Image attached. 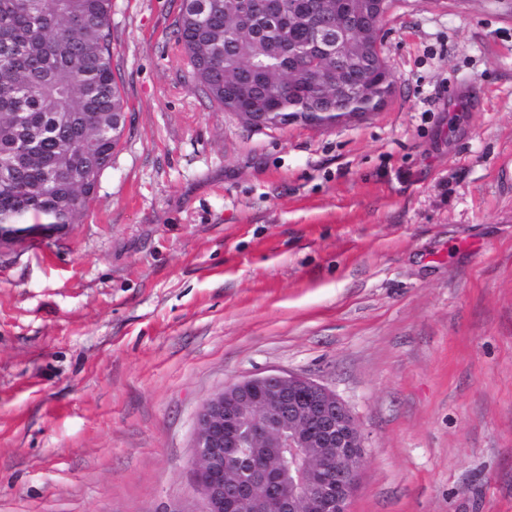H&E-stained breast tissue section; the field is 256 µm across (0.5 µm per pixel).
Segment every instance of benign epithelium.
Instances as JSON below:
<instances>
[{
    "instance_id": "1",
    "label": "benign epithelium",
    "mask_w": 512,
    "mask_h": 512,
    "mask_svg": "<svg viewBox=\"0 0 512 512\" xmlns=\"http://www.w3.org/2000/svg\"><path fill=\"white\" fill-rule=\"evenodd\" d=\"M387 0H266L258 5L269 20L288 17L303 31L288 44L285 66L313 59L317 86L336 98L333 119L304 117L327 126L355 116V102L382 108L392 90L380 49ZM233 103L247 98L241 113L261 125L268 113L246 87L226 91ZM194 474L206 512H347L365 462L364 436L348 406L309 378L267 373L224 384L203 405L194 435ZM246 448L258 461L248 479L224 456Z\"/></svg>"
}]
</instances>
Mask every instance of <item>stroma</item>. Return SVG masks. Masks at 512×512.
I'll return each mask as SVG.
<instances>
[{
  "instance_id": "stroma-1",
  "label": "stroma",
  "mask_w": 512,
  "mask_h": 512,
  "mask_svg": "<svg viewBox=\"0 0 512 512\" xmlns=\"http://www.w3.org/2000/svg\"><path fill=\"white\" fill-rule=\"evenodd\" d=\"M182 0H112L121 146L80 223L0 242V512H203L196 418L311 378L349 512H512V0H394L382 111L258 127L195 87Z\"/></svg>"
}]
</instances>
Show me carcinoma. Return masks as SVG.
<instances>
[{
	"label": "carcinoma",
	"instance_id": "1",
	"mask_svg": "<svg viewBox=\"0 0 512 512\" xmlns=\"http://www.w3.org/2000/svg\"><path fill=\"white\" fill-rule=\"evenodd\" d=\"M112 0H0V223L78 224L118 140L125 111L110 46ZM191 78L224 106V72L283 81L288 32L239 14L235 0L203 11L183 3L177 22ZM329 96L286 112H327Z\"/></svg>",
	"mask_w": 512,
	"mask_h": 512
}]
</instances>
